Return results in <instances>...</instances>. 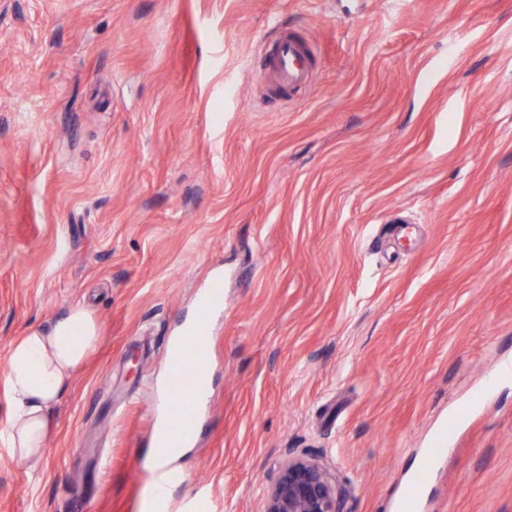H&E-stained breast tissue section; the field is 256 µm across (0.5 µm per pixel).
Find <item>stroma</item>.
Wrapping results in <instances>:
<instances>
[{
	"label": "stroma",
	"instance_id": "obj_1",
	"mask_svg": "<svg viewBox=\"0 0 512 512\" xmlns=\"http://www.w3.org/2000/svg\"><path fill=\"white\" fill-rule=\"evenodd\" d=\"M316 43L269 93L265 39ZM221 278L172 512H263L286 455L344 512H512V0H0V373L97 347L0 512H147L172 336Z\"/></svg>",
	"mask_w": 512,
	"mask_h": 512
}]
</instances>
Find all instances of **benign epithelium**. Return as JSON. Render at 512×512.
<instances>
[{"mask_svg": "<svg viewBox=\"0 0 512 512\" xmlns=\"http://www.w3.org/2000/svg\"><path fill=\"white\" fill-rule=\"evenodd\" d=\"M264 512H341L336 480L318 461L290 455L267 492Z\"/></svg>", "mask_w": 512, "mask_h": 512, "instance_id": "7a95c632", "label": "benign epithelium"}]
</instances>
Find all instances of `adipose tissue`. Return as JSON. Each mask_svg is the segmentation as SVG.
<instances>
[{
  "label": "adipose tissue",
  "mask_w": 512,
  "mask_h": 512,
  "mask_svg": "<svg viewBox=\"0 0 512 512\" xmlns=\"http://www.w3.org/2000/svg\"><path fill=\"white\" fill-rule=\"evenodd\" d=\"M97 341L90 313L72 308L47 328L30 331L12 344L0 375L9 400L0 440L12 455L39 465L48 445L52 412Z\"/></svg>",
  "instance_id": "obj_1"
}]
</instances>
